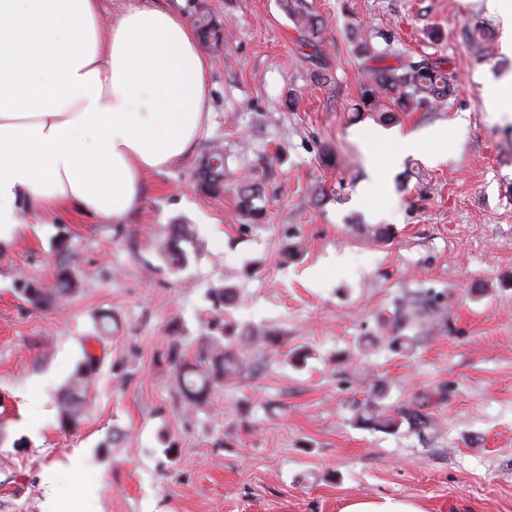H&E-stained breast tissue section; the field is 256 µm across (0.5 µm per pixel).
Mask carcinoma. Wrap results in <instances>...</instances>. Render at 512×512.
Segmentation results:
<instances>
[{"mask_svg":"<svg viewBox=\"0 0 512 512\" xmlns=\"http://www.w3.org/2000/svg\"><path fill=\"white\" fill-rule=\"evenodd\" d=\"M283 11L292 20L305 45L318 47L321 38V23L303 0H280ZM197 30L204 47L217 51L224 45V25L201 10L196 18ZM347 38L354 43L357 55L367 65L368 77L362 87L360 101L363 109L380 113V117L388 120L393 116L381 110L380 100L386 94L393 95V105L404 111L419 107L435 108L444 104L453 91L455 79L453 73L445 67V61L422 59H404V56L392 52H380L369 44L357 27L347 30ZM393 59L394 65H386L384 61ZM217 163L215 176L205 177L206 169L211 163ZM202 190L207 194L224 191L226 163L224 146L214 144L202 157L200 164ZM237 195L245 216L258 224L266 217V207L259 203L261 193L254 180L237 186ZM192 242L186 225L176 224L168 233L161 237L157 249L166 263L179 269L187 262V252L183 244ZM80 290V281L66 266L58 269L56 287L42 288L32 282L25 281L21 288L23 297L35 308H45L57 304L58 298L75 294ZM236 287L231 284L209 290V299L215 309H228L235 303ZM440 315V308L433 299L418 296H407L399 299L394 312V322L398 334L389 340L395 352L409 351L420 340L418 336H409L404 330L412 326L431 325ZM280 336L265 327L253 326L248 329L245 339L240 341L235 330L227 323L214 326L211 335L201 338L200 346L192 360H187L182 352V342L171 341L166 353L168 363L176 371V384L187 405L193 409L208 403L213 390L217 386L232 384L244 376L257 370L251 358V348L257 344L272 345ZM96 358L86 356L77 366L68 386L61 397L60 416L64 425L75 426L82 413V396L91 383ZM357 423L372 429L395 432L404 424L418 433L431 429L432 420L416 405L404 406L393 413L386 408L368 403L358 409Z\"/></svg>","mask_w":512,"mask_h":512,"instance_id":"cac0c4a2","label":"carcinoma"}]
</instances>
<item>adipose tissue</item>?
<instances>
[{
  "label": "adipose tissue",
  "instance_id": "1",
  "mask_svg": "<svg viewBox=\"0 0 512 512\" xmlns=\"http://www.w3.org/2000/svg\"><path fill=\"white\" fill-rule=\"evenodd\" d=\"M208 75L178 14L108 22L100 0H0V243L25 213L123 223L144 176L197 142Z\"/></svg>",
  "mask_w": 512,
  "mask_h": 512
}]
</instances>
